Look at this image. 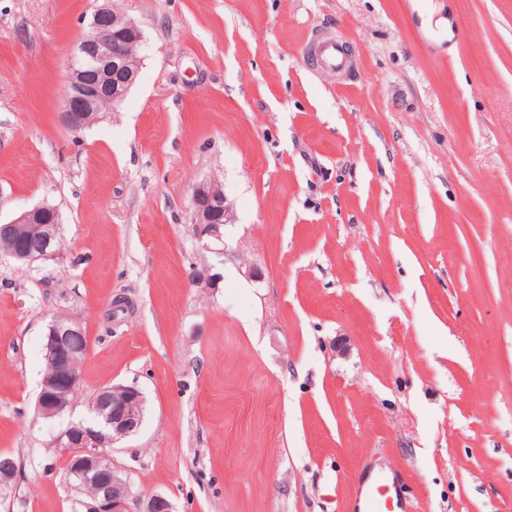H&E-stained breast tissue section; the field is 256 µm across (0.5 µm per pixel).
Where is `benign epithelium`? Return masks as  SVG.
I'll return each instance as SVG.
<instances>
[{"mask_svg": "<svg viewBox=\"0 0 512 512\" xmlns=\"http://www.w3.org/2000/svg\"><path fill=\"white\" fill-rule=\"evenodd\" d=\"M143 36L139 27L123 15L116 19L112 38L101 40L84 36L76 44L70 58L68 88L62 122L70 130L78 132L89 126L99 103H120L138 74L139 53ZM193 217L198 242L204 249H212L224 243L223 226L227 223L228 207L220 186L203 182L192 198ZM25 225L40 231L43 247L37 254H27L17 248L16 228ZM59 224L57 210L48 204L36 205L6 224L0 225V253L31 264L47 259L58 250ZM83 330L80 322L66 318L52 319L45 334L44 348L47 357L54 362V370L41 381L38 412L46 418H54L72 407L69 393L76 382L72 359L66 353L62 337ZM101 401L107 407L103 413V428L113 437L124 438L135 433L143 421L142 393L134 387L114 384L103 390ZM99 433L84 429L71 422L55 438L70 463V487L81 493L91 484L96 493L90 499H78L81 512H129V493L119 494L120 485L128 481L112 467L105 449L98 447ZM143 512H174L171 501L154 494L146 502Z\"/></svg>", "mask_w": 512, "mask_h": 512, "instance_id": "7a95c632", "label": "benign epithelium"}]
</instances>
